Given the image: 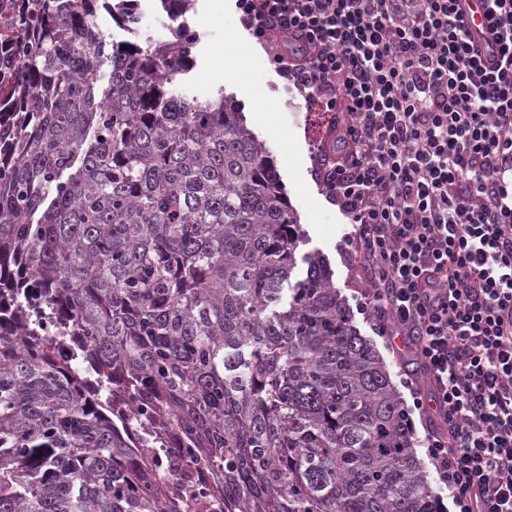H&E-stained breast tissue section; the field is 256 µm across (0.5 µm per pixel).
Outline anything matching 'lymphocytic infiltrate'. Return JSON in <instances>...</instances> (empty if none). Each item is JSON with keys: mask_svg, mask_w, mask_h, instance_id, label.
I'll list each match as a JSON object with an SVG mask.
<instances>
[{"mask_svg": "<svg viewBox=\"0 0 512 512\" xmlns=\"http://www.w3.org/2000/svg\"><path fill=\"white\" fill-rule=\"evenodd\" d=\"M497 35L472 51L459 0H235L279 74L323 101L346 152L323 157L345 243L456 512H512V0H481Z\"/></svg>", "mask_w": 512, "mask_h": 512, "instance_id": "lymphocytic-infiltrate-1", "label": "lymphocytic infiltrate"}]
</instances>
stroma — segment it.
Here are the masks:
<instances>
[{"label":"stroma","instance_id":"stroma-1","mask_svg":"<svg viewBox=\"0 0 512 512\" xmlns=\"http://www.w3.org/2000/svg\"><path fill=\"white\" fill-rule=\"evenodd\" d=\"M187 18L200 41L182 91L201 99L224 92L235 100L246 119L252 120V129L269 150L286 197L307 235L306 250H318L328 257L335 286L353 308L357 327L372 339L384 358L404 405H411L412 397L403 380L414 368L378 336L371 317L357 309L369 276L344 250L342 239L350 230L348 220L329 200L316 170L317 147L334 144L329 114L317 99L287 86L261 46L240 26L234 0H193ZM265 101L273 106L271 121L255 123L253 117Z\"/></svg>","mask_w":512,"mask_h":512}]
</instances>
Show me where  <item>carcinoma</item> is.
<instances>
[{"mask_svg": "<svg viewBox=\"0 0 512 512\" xmlns=\"http://www.w3.org/2000/svg\"><path fill=\"white\" fill-rule=\"evenodd\" d=\"M17 2L0 325L28 339L0 333V512H440L269 151L224 93L179 91L191 0H159L158 45L138 0ZM139 447L179 454L157 475ZM139 31L141 40L151 39L159 44L171 39L169 25L171 22L159 9L156 0H139Z\"/></svg>", "mask_w": 512, "mask_h": 512, "instance_id": "1", "label": "carcinoma"}]
</instances>
